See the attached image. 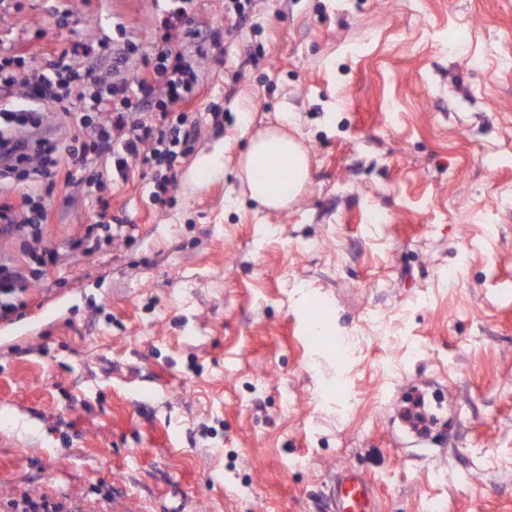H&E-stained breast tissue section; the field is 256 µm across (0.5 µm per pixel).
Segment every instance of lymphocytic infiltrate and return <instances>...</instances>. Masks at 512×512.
<instances>
[{"label":"lymphocytic infiltrate","instance_id":"1","mask_svg":"<svg viewBox=\"0 0 512 512\" xmlns=\"http://www.w3.org/2000/svg\"><path fill=\"white\" fill-rule=\"evenodd\" d=\"M185 12L181 5L168 9L156 63L131 84H104L95 66L81 63L85 46L66 39L56 42L45 61L53 72L48 80L21 61L0 59V92L22 90L36 106L32 112L0 109V179L16 172L26 183L20 204L0 200V235L23 243L22 258L0 259V322L12 319L18 295L57 261L56 254L36 253L49 218L46 182H70L72 161H109V168L85 179L86 195L102 217L109 209L106 184L127 181L132 162L149 166L189 151L188 118L179 107L195 92L200 66L175 47ZM56 106L65 110L62 121L46 119L44 108ZM90 112L96 115L91 124Z\"/></svg>","mask_w":512,"mask_h":512}]
</instances>
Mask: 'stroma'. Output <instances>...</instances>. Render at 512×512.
<instances>
[{"instance_id":"stroma-1","label":"stroma","mask_w":512,"mask_h":512,"mask_svg":"<svg viewBox=\"0 0 512 512\" xmlns=\"http://www.w3.org/2000/svg\"><path fill=\"white\" fill-rule=\"evenodd\" d=\"M243 2L191 0L196 132L162 199L138 162L106 190L131 238L71 257L83 175L45 196L58 261L0 323V503L323 512L351 465L379 512H512V0ZM169 7L0 0V53L40 71L66 38L130 83ZM285 119L310 180L270 211L239 159ZM313 309L355 352L307 341Z\"/></svg>"}]
</instances>
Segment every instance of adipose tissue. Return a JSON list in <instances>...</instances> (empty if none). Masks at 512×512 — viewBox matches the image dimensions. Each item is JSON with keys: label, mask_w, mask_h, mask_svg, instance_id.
<instances>
[{"label": "adipose tissue", "mask_w": 512, "mask_h": 512, "mask_svg": "<svg viewBox=\"0 0 512 512\" xmlns=\"http://www.w3.org/2000/svg\"><path fill=\"white\" fill-rule=\"evenodd\" d=\"M248 194L274 210L293 203L309 179V158L301 143L277 129L252 137L241 162Z\"/></svg>", "instance_id": "1"}]
</instances>
